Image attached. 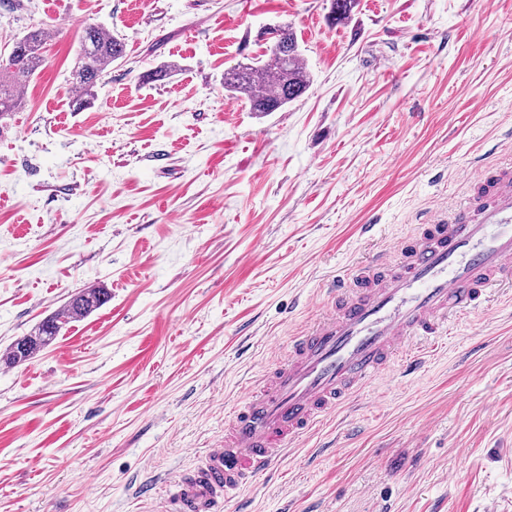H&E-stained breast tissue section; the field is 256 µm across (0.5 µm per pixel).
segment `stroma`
Segmentation results:
<instances>
[{
  "label": "stroma",
  "mask_w": 512,
  "mask_h": 512,
  "mask_svg": "<svg viewBox=\"0 0 512 512\" xmlns=\"http://www.w3.org/2000/svg\"><path fill=\"white\" fill-rule=\"evenodd\" d=\"M330 3L0 0V48L49 31L0 125V353L80 290L111 294L0 366V512H165L328 282L512 163V0H356L341 23ZM85 24L126 55L77 111ZM285 25L309 87L260 115L224 72ZM485 306L224 512H512V288Z\"/></svg>",
  "instance_id": "1"
}]
</instances>
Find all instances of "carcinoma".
<instances>
[{
    "label": "carcinoma",
    "instance_id": "1",
    "mask_svg": "<svg viewBox=\"0 0 512 512\" xmlns=\"http://www.w3.org/2000/svg\"><path fill=\"white\" fill-rule=\"evenodd\" d=\"M355 0H331V18H347ZM21 47L0 64V120L22 105L17 78L30 76L42 65L47 41L46 29L38 26L18 38ZM77 66L72 72L76 90L74 109L79 110L96 97L101 77L112 63L124 56V42L99 26L88 25L79 36ZM309 78L298 42L290 26L275 31L274 41L263 58L238 65L224 72V90L243 97L250 110L260 114L275 112L299 98L307 89ZM108 300V293L99 287L85 288L72 297L64 310L42 322L33 334L15 341L0 362L8 367L21 364L52 343L64 326L99 309Z\"/></svg>",
    "mask_w": 512,
    "mask_h": 512
}]
</instances>
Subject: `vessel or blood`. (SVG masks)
Instances as JSON below:
<instances>
[{"label": "vessel or blood", "instance_id": "1", "mask_svg": "<svg viewBox=\"0 0 512 512\" xmlns=\"http://www.w3.org/2000/svg\"><path fill=\"white\" fill-rule=\"evenodd\" d=\"M481 194L453 213L428 212L400 260L326 290L330 310L292 337L283 359L235 403L223 438L177 476L168 512H223L224 503L284 457L325 416L349 404L391 365L412 375L449 317L479 310L491 286L512 281V170L479 174Z\"/></svg>", "mask_w": 512, "mask_h": 512}]
</instances>
